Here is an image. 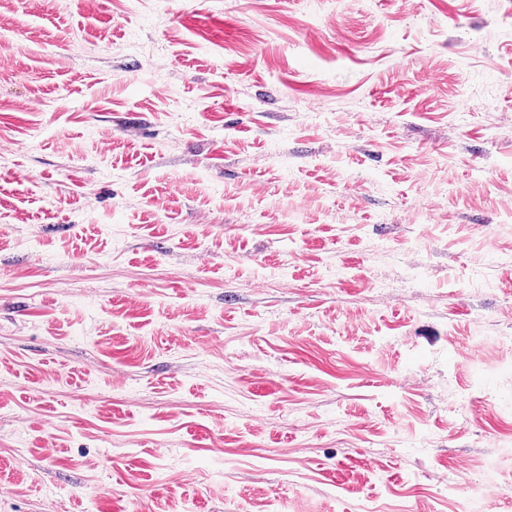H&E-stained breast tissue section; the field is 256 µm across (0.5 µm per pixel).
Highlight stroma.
Here are the masks:
<instances>
[{"label":"stroma","instance_id":"1","mask_svg":"<svg viewBox=\"0 0 512 512\" xmlns=\"http://www.w3.org/2000/svg\"><path fill=\"white\" fill-rule=\"evenodd\" d=\"M0 512H512V0H0Z\"/></svg>","mask_w":512,"mask_h":512}]
</instances>
